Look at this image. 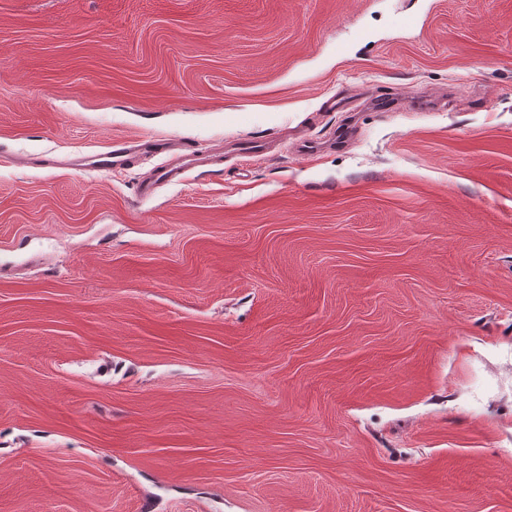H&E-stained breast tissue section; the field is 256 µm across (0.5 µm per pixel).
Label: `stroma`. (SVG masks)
<instances>
[{"instance_id":"obj_1","label":"stroma","mask_w":512,"mask_h":512,"mask_svg":"<svg viewBox=\"0 0 512 512\" xmlns=\"http://www.w3.org/2000/svg\"><path fill=\"white\" fill-rule=\"evenodd\" d=\"M0 512H512V0H0Z\"/></svg>"}]
</instances>
